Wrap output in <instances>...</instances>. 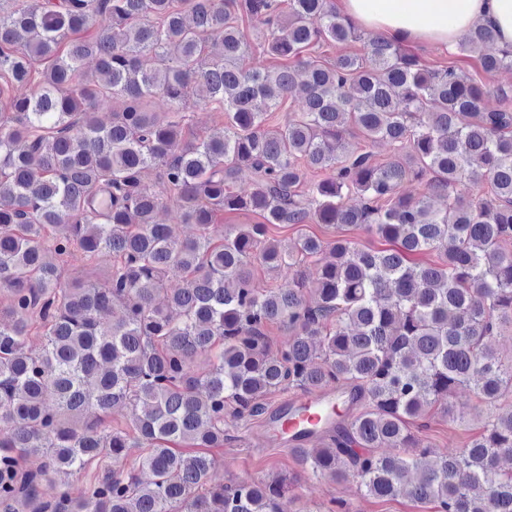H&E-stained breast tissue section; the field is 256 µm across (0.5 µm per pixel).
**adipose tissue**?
Listing matches in <instances>:
<instances>
[{"label":"adipose tissue","instance_id":"1","mask_svg":"<svg viewBox=\"0 0 512 512\" xmlns=\"http://www.w3.org/2000/svg\"><path fill=\"white\" fill-rule=\"evenodd\" d=\"M340 13L387 38L454 51L475 24L491 26L512 47V0H337Z\"/></svg>","mask_w":512,"mask_h":512}]
</instances>
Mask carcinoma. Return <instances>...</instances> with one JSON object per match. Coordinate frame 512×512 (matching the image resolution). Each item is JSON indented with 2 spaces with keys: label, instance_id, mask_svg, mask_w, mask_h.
<instances>
[{
  "label": "carcinoma",
  "instance_id": "1",
  "mask_svg": "<svg viewBox=\"0 0 512 512\" xmlns=\"http://www.w3.org/2000/svg\"><path fill=\"white\" fill-rule=\"evenodd\" d=\"M256 14L274 27L264 72L243 65L254 49L244 18ZM355 36L331 0H15L0 15V512H283L288 478L217 483L211 449L288 388L333 390L346 405L322 439L292 446L303 472L434 512H512L501 466L512 461V358L494 348L512 326V97L489 108L487 85L431 70L385 37L332 62L305 56ZM494 43L478 24L459 49ZM481 66L512 69V49ZM195 87L226 123L189 142L180 112ZM290 99L293 114L270 126ZM110 102L104 126L96 109ZM349 123L394 156L343 152ZM242 167L254 175L245 194ZM149 168L159 194L143 188ZM309 171L327 175L308 183ZM409 179L426 191L402 194ZM351 194L360 205L345 203ZM166 199L194 237L157 221ZM223 210L263 222L226 233L214 224ZM309 222L388 247L270 236ZM75 251L111 257L107 282L65 277L56 259ZM422 252L438 261L412 262ZM307 259L310 298L301 282L254 283L256 265ZM172 276L185 286L167 290ZM273 324L292 335L275 350ZM458 386L489 415L465 448L436 453L418 432ZM117 404L133 412L112 428ZM21 457L40 464L22 474ZM91 468L102 475L80 496H39L42 481L65 487Z\"/></svg>",
  "mask_w": 512,
  "mask_h": 512
}]
</instances>
